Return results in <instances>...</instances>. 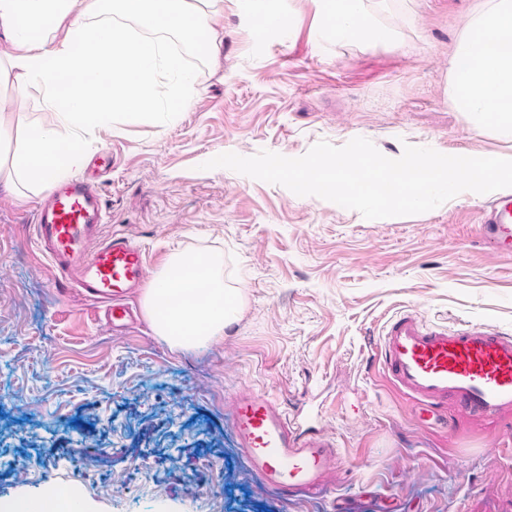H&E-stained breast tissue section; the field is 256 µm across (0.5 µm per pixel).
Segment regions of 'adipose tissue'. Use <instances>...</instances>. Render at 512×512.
Returning a JSON list of instances; mask_svg holds the SVG:
<instances>
[{
	"label": "adipose tissue",
	"instance_id": "adipose-tissue-1",
	"mask_svg": "<svg viewBox=\"0 0 512 512\" xmlns=\"http://www.w3.org/2000/svg\"><path fill=\"white\" fill-rule=\"evenodd\" d=\"M326 33L343 43L392 44L366 0H330ZM204 42L211 61L224 44V0H0V188L25 200L80 167L84 136L112 115L154 112L158 76L175 75L173 108L195 89L194 73L165 52V34ZM449 74L452 102L477 118L505 111L512 125V0H479L459 37ZM55 112L53 128L22 118L31 89ZM145 308L160 335L178 345L222 335L236 306L213 256L173 257ZM0 512H85L78 495L57 488L0 504Z\"/></svg>",
	"mask_w": 512,
	"mask_h": 512
}]
</instances>
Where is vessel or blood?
<instances>
[{
    "label": "vessel or blood",
    "mask_w": 512,
    "mask_h": 512,
    "mask_svg": "<svg viewBox=\"0 0 512 512\" xmlns=\"http://www.w3.org/2000/svg\"><path fill=\"white\" fill-rule=\"evenodd\" d=\"M39 249L60 277L89 298L106 302L112 327L132 318L125 300L144 283L143 249L103 233L106 207L88 178L54 184L34 217ZM480 237L494 252L512 255V196L493 200L480 219ZM382 363L393 385L430 412L447 408L449 423L486 425L512 436V336L481 325L430 327L405 314L382 338ZM232 425L250 470L282 496L321 495L334 473L333 443L300 427L269 398L240 394Z\"/></svg>",
    "instance_id": "b4317fda"
}]
</instances>
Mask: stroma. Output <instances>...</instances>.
<instances>
[{
	"label": "stroma",
	"mask_w": 512,
	"mask_h": 512,
	"mask_svg": "<svg viewBox=\"0 0 512 512\" xmlns=\"http://www.w3.org/2000/svg\"><path fill=\"white\" fill-rule=\"evenodd\" d=\"M474 0H383L411 48L325 35L316 0H226L218 66H195L188 107L166 84L147 117L120 115L100 149L105 235L145 250L220 255L238 313L222 336L176 346L131 298L113 332L101 304L66 289L33 239L38 197L0 190V501L74 488L87 512H512V457L476 427L420 419L378 361L398 316L512 335V257L479 240L486 194L416 215L364 218L205 161L369 139L446 155L512 156V128L456 111L449 58ZM278 13L286 30L259 23ZM250 391L334 441L319 497L282 499L249 470L232 427Z\"/></svg>",
	"instance_id": "35a3bbf8"
}]
</instances>
